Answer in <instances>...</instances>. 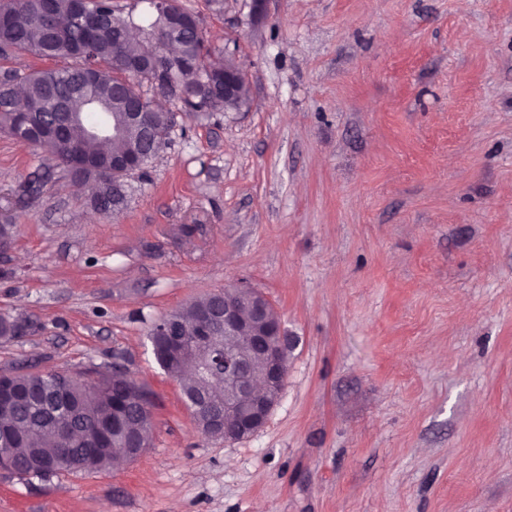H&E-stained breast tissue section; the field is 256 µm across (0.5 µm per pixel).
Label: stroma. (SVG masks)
<instances>
[{
    "mask_svg": "<svg viewBox=\"0 0 512 512\" xmlns=\"http://www.w3.org/2000/svg\"><path fill=\"white\" fill-rule=\"evenodd\" d=\"M244 73L87 205L0 134V373L134 366L133 461L0 471V512H512V0H182ZM40 178L31 198L27 182ZM229 284L291 341L253 436L202 434L151 323ZM33 328L34 323L27 318L0 315V339L4 343L21 337V331H31Z\"/></svg>",
    "mask_w": 512,
    "mask_h": 512,
    "instance_id": "35a3bbf8",
    "label": "stroma"
}]
</instances>
